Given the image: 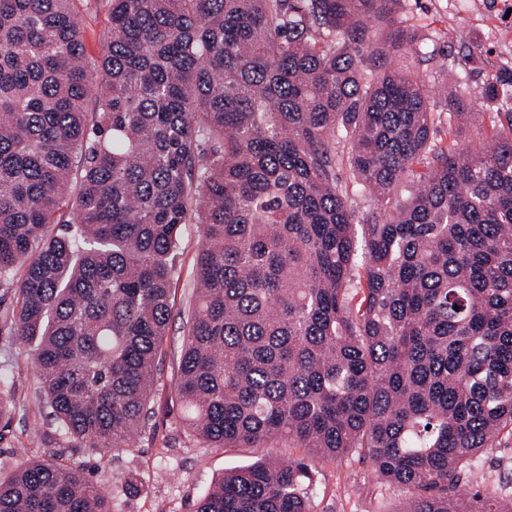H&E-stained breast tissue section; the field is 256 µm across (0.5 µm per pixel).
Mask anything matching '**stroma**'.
Returning <instances> with one entry per match:
<instances>
[{
  "label": "stroma",
  "mask_w": 512,
  "mask_h": 512,
  "mask_svg": "<svg viewBox=\"0 0 512 512\" xmlns=\"http://www.w3.org/2000/svg\"><path fill=\"white\" fill-rule=\"evenodd\" d=\"M498 0H403L399 18L423 38L421 55L405 53L401 63L424 78L435 114L434 141L480 142L492 129L485 108L487 79L512 70V18ZM457 86L474 118L448 114L439 93ZM200 227L184 225L176 257L171 315L163 340V368L151 392V415L127 450L100 456L85 450L47 416L28 349L8 330H0V378L11 385L13 412L0 425V480L27 460L56 456L84 468L110 494L112 512H195L200 497L224 470L256 456V448H209L183 426L175 387L185 323L193 308ZM317 489L310 512H402L409 490L380 482L359 453L316 461ZM471 487L497 497L512 495V441L475 457L468 470Z\"/></svg>",
  "instance_id": "obj_1"
}]
</instances>
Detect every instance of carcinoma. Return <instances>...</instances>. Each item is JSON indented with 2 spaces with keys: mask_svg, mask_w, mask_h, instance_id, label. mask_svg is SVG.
<instances>
[{
  "mask_svg": "<svg viewBox=\"0 0 512 512\" xmlns=\"http://www.w3.org/2000/svg\"><path fill=\"white\" fill-rule=\"evenodd\" d=\"M83 2L0 0V284L25 268L0 321L49 414L100 455L146 425L198 224L183 421L211 448L310 455L228 469L195 512H309L314 461L351 451L412 491L403 512H512L467 481L512 438V111L485 146L436 145L395 64L417 50L401 0H105L97 57ZM484 94L512 96V72ZM0 512L110 502L38 459Z\"/></svg>",
  "mask_w": 512,
  "mask_h": 512,
  "instance_id": "cac0c4a2",
  "label": "carcinoma"
}]
</instances>
